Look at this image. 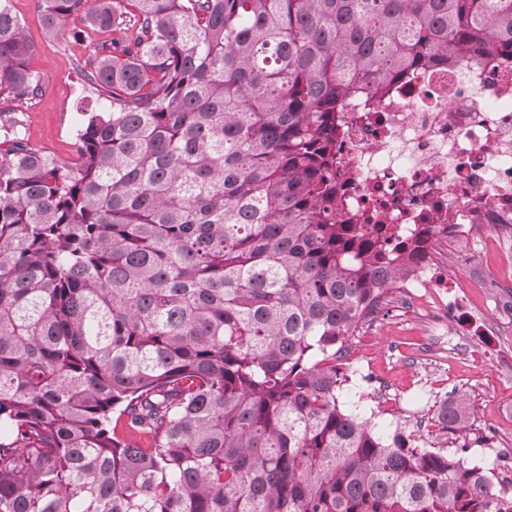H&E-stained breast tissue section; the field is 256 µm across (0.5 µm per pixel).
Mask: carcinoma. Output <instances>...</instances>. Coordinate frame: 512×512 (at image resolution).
I'll use <instances>...</instances> for the list:
<instances>
[{"label": "carcinoma", "mask_w": 512, "mask_h": 512, "mask_svg": "<svg viewBox=\"0 0 512 512\" xmlns=\"http://www.w3.org/2000/svg\"><path fill=\"white\" fill-rule=\"evenodd\" d=\"M125 32L77 71V162L0 136V512H512L484 468L339 398L420 257L326 180L346 97L512 53V0H36ZM0 0V96L43 79ZM463 395L437 413L466 433Z\"/></svg>", "instance_id": "cac0c4a2"}]
</instances>
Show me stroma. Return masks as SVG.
<instances>
[{"mask_svg":"<svg viewBox=\"0 0 512 512\" xmlns=\"http://www.w3.org/2000/svg\"><path fill=\"white\" fill-rule=\"evenodd\" d=\"M12 7L38 47L30 66L43 78L39 95L19 104L15 117L29 147L76 161L77 109L96 105L76 67L103 35L75 38L74 30L84 27L78 21L49 38L35 0H12ZM434 258L457 285L462 320L448 326L454 344L442 348L440 330L391 290L378 318L360 325L348 343L340 400L381 431L423 434L426 448L464 451L471 464L488 469L492 442L512 448V420L504 416L512 406V231L488 234L474 248L438 242ZM454 393L466 394L476 407L464 437L434 429L438 405Z\"/></svg>","mask_w":512,"mask_h":512,"instance_id":"stroma-1","label":"stroma"}]
</instances>
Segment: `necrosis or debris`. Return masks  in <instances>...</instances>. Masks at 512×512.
Masks as SVG:
<instances>
[{
  "label": "necrosis or debris",
  "instance_id": "necrosis-or-debris-1",
  "mask_svg": "<svg viewBox=\"0 0 512 512\" xmlns=\"http://www.w3.org/2000/svg\"><path fill=\"white\" fill-rule=\"evenodd\" d=\"M338 194L351 223L379 240L475 243L512 226V58L405 73L382 95L363 90L340 113ZM455 283L436 263H413L404 296L448 309Z\"/></svg>",
  "mask_w": 512,
  "mask_h": 512
}]
</instances>
